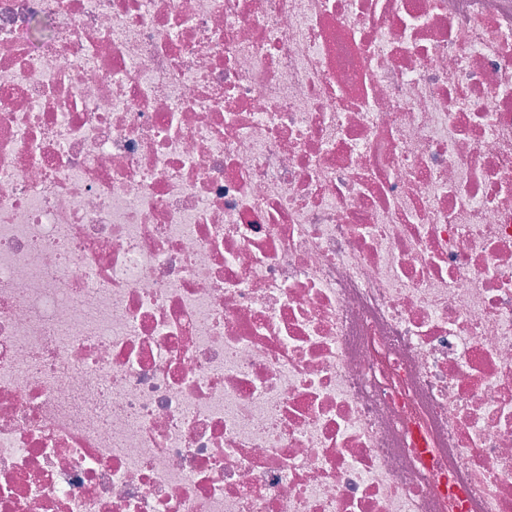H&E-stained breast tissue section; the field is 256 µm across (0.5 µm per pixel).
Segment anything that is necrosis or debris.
I'll list each match as a JSON object with an SVG mask.
<instances>
[{"label":"necrosis or debris","instance_id":"1","mask_svg":"<svg viewBox=\"0 0 512 512\" xmlns=\"http://www.w3.org/2000/svg\"><path fill=\"white\" fill-rule=\"evenodd\" d=\"M0 512H512V0H0Z\"/></svg>","mask_w":512,"mask_h":512}]
</instances>
